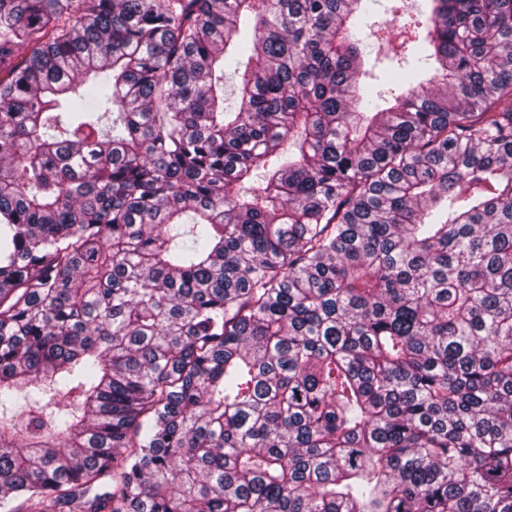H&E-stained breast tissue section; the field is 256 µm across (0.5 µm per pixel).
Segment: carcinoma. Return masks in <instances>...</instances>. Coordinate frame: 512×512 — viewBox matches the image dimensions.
<instances>
[{
    "mask_svg": "<svg viewBox=\"0 0 512 512\" xmlns=\"http://www.w3.org/2000/svg\"><path fill=\"white\" fill-rule=\"evenodd\" d=\"M0 0V512H512V0ZM378 5H375L372 9L371 22L374 23V28L372 29V34L368 36L367 43L368 48L367 52L370 54L366 57V68L371 69V66L374 64L375 58L383 59V54L387 51L388 46L385 41V35L387 31V27L390 26V20L392 19L391 15V7L392 6H402V10H407L410 13L405 14L401 17L402 22H410L411 20L416 18V11L419 9V4L423 2V0H406L404 3L402 1L397 0H379ZM379 47H381L380 55H379Z\"/></svg>",
    "mask_w": 512,
    "mask_h": 512,
    "instance_id": "obj_1",
    "label": "carcinoma"
}]
</instances>
